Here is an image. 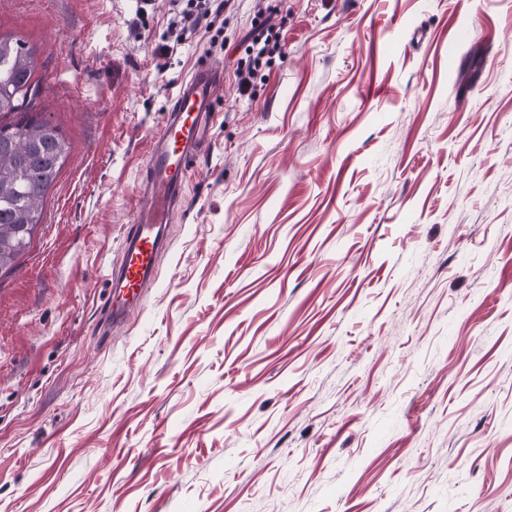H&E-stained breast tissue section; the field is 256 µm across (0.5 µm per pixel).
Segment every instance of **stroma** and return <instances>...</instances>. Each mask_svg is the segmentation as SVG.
<instances>
[{"label": "stroma", "mask_w": 512, "mask_h": 512, "mask_svg": "<svg viewBox=\"0 0 512 512\" xmlns=\"http://www.w3.org/2000/svg\"><path fill=\"white\" fill-rule=\"evenodd\" d=\"M185 6L0 0L72 145L0 277V512H512V0H237L223 46ZM260 14L284 53L246 96ZM202 64L211 144L103 335ZM223 81L222 68L206 64L195 69L179 84L172 108L154 135L139 207L122 241V260L111 275L108 323L123 322L155 284L163 230L185 204L188 172L211 142L213 103Z\"/></svg>", "instance_id": "35a3bbf8"}]
</instances>
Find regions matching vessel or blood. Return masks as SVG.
I'll return each mask as SVG.
<instances>
[{"label": "vessel or blood", "instance_id": "vessel-or-blood-1", "mask_svg": "<svg viewBox=\"0 0 512 512\" xmlns=\"http://www.w3.org/2000/svg\"><path fill=\"white\" fill-rule=\"evenodd\" d=\"M223 81L221 68L206 64L195 69L179 84L154 136L139 207L122 241V260L111 275L109 323L123 322L155 283L163 230L185 204L188 172L198 152L211 142L213 103Z\"/></svg>", "mask_w": 512, "mask_h": 512}]
</instances>
